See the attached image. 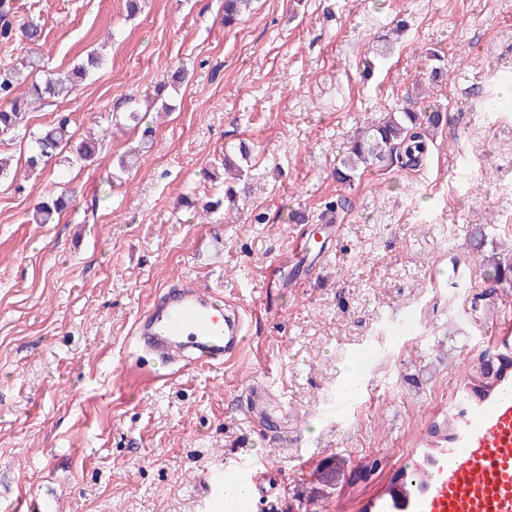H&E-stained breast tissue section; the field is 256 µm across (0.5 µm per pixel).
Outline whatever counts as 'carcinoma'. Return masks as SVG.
I'll return each instance as SVG.
<instances>
[{
  "label": "carcinoma",
  "mask_w": 512,
  "mask_h": 512,
  "mask_svg": "<svg viewBox=\"0 0 512 512\" xmlns=\"http://www.w3.org/2000/svg\"><path fill=\"white\" fill-rule=\"evenodd\" d=\"M251 0H224V25L233 24L237 18L249 10ZM15 6L13 0H0V29L3 33L13 27ZM21 36L35 44L42 36V25L34 21H25L19 25ZM102 64V58L90 53L85 61L75 65L69 71L55 72L45 79L33 81L26 90H21L23 72L31 74L41 68L39 56L30 54L21 67L0 68V136L13 135L20 130L26 114L35 105L50 98H64L70 94L77 83L85 80ZM126 125L141 132L142 142H148L153 130L144 123L135 97L128 98V106L122 113ZM442 116L438 112H417L408 108H399L387 113L380 123L368 122L361 137L353 143L348 155L341 160V168L336 177L342 183H351L360 168L380 166L386 160L397 155L405 160V165L415 166L426 150V140L422 134L423 125L435 127ZM105 139L89 137L72 144L70 118L60 117L57 122L41 131L29 133L27 165L35 168L45 166L56 159L67 145H72L73 156L79 161L89 162L97 159L104 148ZM70 197L62 193L39 202L31 211L28 222L31 224H53L67 208ZM493 281L497 284L512 283V257L503 259L492 257ZM346 460L328 464L315 474L321 485H330L336 473L345 465Z\"/></svg>",
  "instance_id": "1"
}]
</instances>
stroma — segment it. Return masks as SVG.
Wrapping results in <instances>:
<instances>
[{
	"mask_svg": "<svg viewBox=\"0 0 512 512\" xmlns=\"http://www.w3.org/2000/svg\"><path fill=\"white\" fill-rule=\"evenodd\" d=\"M16 3L43 34L0 37V67L35 52L62 71L93 49L104 63L0 141L17 164L0 181V512L32 499L43 512H207L204 473L241 459L278 471L269 512H362L512 335V286L471 248L480 224L512 243V0H253L229 27L224 0H143L132 17L125 0ZM178 66L189 80L173 112H147L151 143L113 125ZM435 66L447 80L422 86ZM402 107L448 117L420 166L341 184L365 120ZM63 114L75 138L105 136L103 159L27 172L26 133ZM242 146L238 182L220 161ZM64 191L58 223H28ZM217 198L198 222L195 204ZM337 198L335 249L305 285L271 283L289 214L312 230ZM179 282L239 302L248 337L229 364L156 381L135 321ZM409 314L418 331L398 335ZM364 350L362 390L336 412ZM256 380L291 408L287 440L249 418ZM340 457L335 487L318 488L314 471Z\"/></svg>",
	"mask_w": 512,
	"mask_h": 512,
	"instance_id": "35a3bbf8",
	"label": "stroma"
}]
</instances>
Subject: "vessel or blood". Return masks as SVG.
<instances>
[{
  "instance_id": "b4317fda",
  "label": "vessel or blood",
  "mask_w": 512,
  "mask_h": 512,
  "mask_svg": "<svg viewBox=\"0 0 512 512\" xmlns=\"http://www.w3.org/2000/svg\"><path fill=\"white\" fill-rule=\"evenodd\" d=\"M306 233L291 237L284 263L290 285L302 284L298 270L311 250ZM141 344L151 350L158 368L153 376L167 379V366L183 360L194 367L230 361L246 341L243 313L219 294L172 285L159 291L136 320ZM248 412L259 423L288 433V405L265 386L249 389ZM208 512H224L225 485L247 484L255 494L240 512L256 508L279 492L277 471L240 461L208 475ZM370 512H512V375L496 376L478 405L456 430V448L430 463L421 483L393 485L375 499Z\"/></svg>"
}]
</instances>
